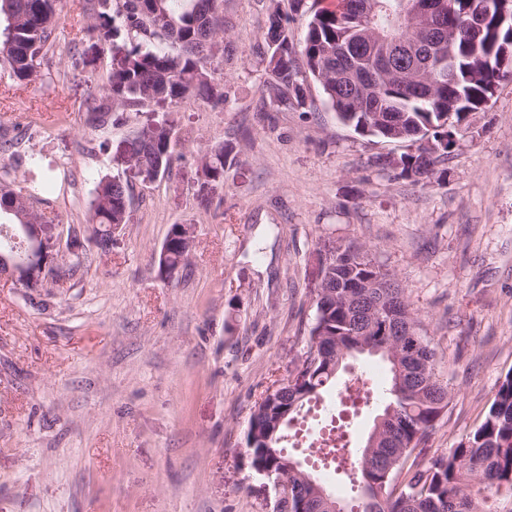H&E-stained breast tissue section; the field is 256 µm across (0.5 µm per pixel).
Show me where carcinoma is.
I'll list each match as a JSON object with an SVG mask.
<instances>
[{
  "label": "carcinoma",
  "instance_id": "carcinoma-1",
  "mask_svg": "<svg viewBox=\"0 0 512 512\" xmlns=\"http://www.w3.org/2000/svg\"><path fill=\"white\" fill-rule=\"evenodd\" d=\"M90 28L110 45L112 69L106 94L88 103L94 120L103 122L115 109L144 112L159 103L201 98L224 101L212 67L223 21L217 0H87ZM405 0H341L334 10H318L309 19L296 51L288 15L275 7L268 16L266 92L279 106L306 104L307 79L319 83L326 100L346 126L364 136L417 143L436 141L448 124L493 97L504 80L489 67V56L512 57V33L493 29L489 20L473 34L466 9L477 12L481 0H441L430 39L396 26ZM0 67L20 82L37 77L39 59L54 41L60 20L59 0H0ZM302 60H297V55ZM440 57L456 79L431 84L427 62ZM233 148L218 144L207 150L205 174L224 179ZM143 180L170 171L176 153L171 128L147 122L121 148ZM444 154L419 148L399 157L398 177L420 183L435 176ZM22 194L0 186V213L24 212ZM128 180L102 179L94 190L91 224L97 247L112 249L114 224L130 220ZM325 294L312 289L314 322L306 350L288 374L295 389L274 392L256 404L246 436L251 467L288 476V430L305 405L336 384L347 363L373 345L399 358L385 359L390 387L382 390L383 409L376 440L348 448L337 436L312 449L350 466L360 494L345 502L324 500L311 486L290 478L298 493L281 504V512H489L485 504L501 489L512 490V374L505 376L484 421L459 445L415 470L405 464L424 442L448 406V385L435 371V349L420 331L417 311L395 274L377 263L372 250L353 243H318ZM345 399L366 401L375 388L361 375L344 382Z\"/></svg>",
  "mask_w": 512,
  "mask_h": 512
}]
</instances>
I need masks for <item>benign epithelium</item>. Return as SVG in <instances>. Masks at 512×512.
Masks as SVG:
<instances>
[{
  "label": "benign epithelium",
  "instance_id": "benign-epithelium-1",
  "mask_svg": "<svg viewBox=\"0 0 512 512\" xmlns=\"http://www.w3.org/2000/svg\"><path fill=\"white\" fill-rule=\"evenodd\" d=\"M440 6L437 0H407L406 25L411 31H419L433 16L437 15ZM497 11L498 26H503L509 18L508 0L484 3V8L476 14V21L481 22L485 16ZM55 224H28L23 222L14 225V240L20 242L23 253L16 255L0 253V270L7 273L15 285L27 288L40 283L46 269L57 259L60 252L61 236L56 233ZM194 241V225L178 224L165 243L159 256V273L165 278L173 277L180 266H171L169 257L172 251H182L184 258H189Z\"/></svg>",
  "mask_w": 512,
  "mask_h": 512
}]
</instances>
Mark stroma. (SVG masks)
Listing matches in <instances>:
<instances>
[{"mask_svg": "<svg viewBox=\"0 0 512 512\" xmlns=\"http://www.w3.org/2000/svg\"><path fill=\"white\" fill-rule=\"evenodd\" d=\"M85 0H60L55 43L31 83L0 68V182L32 192L82 265L42 287L0 277V512H276L245 436L256 402L287 376L315 317L319 241L370 247L394 272L451 392L417 462L449 453L483 421L512 372V80L458 124L440 179L412 184L380 157L406 144L342 124L321 86L306 106L263 110L272 0H219L223 103L153 106L92 121L112 65ZM167 122L181 161L129 177L130 221L109 252L90 238L94 190L146 118ZM235 163L202 206L199 158ZM56 163L41 185L27 158ZM195 227L187 269L162 278L171 225ZM375 403L323 395L305 419L341 416L362 447ZM233 148L224 143L218 144L207 150L200 158V162L206 161L205 174L211 181H220L224 179V168L236 160V155L231 159Z\"/></svg>", "mask_w": 512, "mask_h": 512, "instance_id": "stroma-1", "label": "stroma"}]
</instances>
